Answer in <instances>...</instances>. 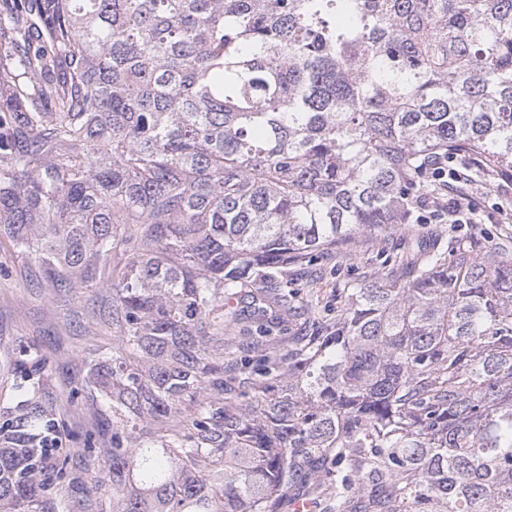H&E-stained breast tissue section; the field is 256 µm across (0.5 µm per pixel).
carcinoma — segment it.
I'll list each match as a JSON object with an SVG mask.
<instances>
[{
  "instance_id": "obj_1",
  "label": "carcinoma",
  "mask_w": 512,
  "mask_h": 512,
  "mask_svg": "<svg viewBox=\"0 0 512 512\" xmlns=\"http://www.w3.org/2000/svg\"><path fill=\"white\" fill-rule=\"evenodd\" d=\"M453 157L512 174V0H0V239L52 293L110 271L93 325L123 352L86 365L122 425L112 512H512L511 254L396 252L323 322L288 292V266L414 223ZM297 320L235 372L265 340L224 331ZM16 366L0 512H51L45 363ZM292 324L284 326L282 329H274L269 333L266 342V353L270 357H282L288 351V336L295 331Z\"/></svg>"
}]
</instances>
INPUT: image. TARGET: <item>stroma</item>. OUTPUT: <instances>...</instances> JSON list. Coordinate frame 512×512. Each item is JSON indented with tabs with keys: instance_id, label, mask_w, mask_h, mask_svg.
I'll list each match as a JSON object with an SVG mask.
<instances>
[{
	"instance_id": "35a3bbf8",
	"label": "stroma",
	"mask_w": 512,
	"mask_h": 512,
	"mask_svg": "<svg viewBox=\"0 0 512 512\" xmlns=\"http://www.w3.org/2000/svg\"><path fill=\"white\" fill-rule=\"evenodd\" d=\"M473 197L479 203L472 223L452 224L443 214L450 202ZM512 205V190L503 179L485 176L465 180L441 191L436 204L419 208L413 233L396 227L388 233L371 232L359 237L350 251L338 253L323 265L319 283L321 297L335 305V288L344 281H358L367 272L387 277L391 264L381 253L382 239L397 251L429 248L436 235L444 239L478 237L484 248L512 243V223H502L499 207ZM108 295L94 289L79 295L54 296L44 288L40 264L34 256L14 252L0 244V392L10 393L17 375L12 363L25 351L39 349L47 360V389L54 403L66 462L68 483L52 486V501L65 502L69 512H112V463L100 457L99 448L112 441V412L92 397L87 388L84 358L90 353H111L115 336L103 330L98 335L86 329L94 311ZM101 480L94 495L83 494L88 478Z\"/></svg>"
}]
</instances>
